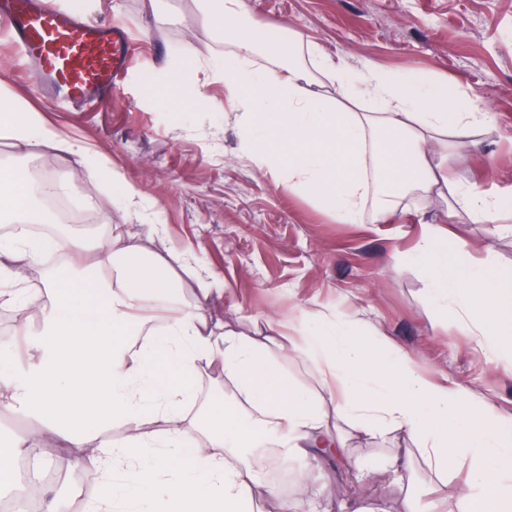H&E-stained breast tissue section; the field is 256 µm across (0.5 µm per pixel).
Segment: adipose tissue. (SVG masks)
<instances>
[{
    "label": "adipose tissue",
    "mask_w": 512,
    "mask_h": 512,
    "mask_svg": "<svg viewBox=\"0 0 512 512\" xmlns=\"http://www.w3.org/2000/svg\"><path fill=\"white\" fill-rule=\"evenodd\" d=\"M208 4L211 24L231 34L236 47L224 60L225 87L253 159L279 170L289 192L312 194L340 224L381 223L396 198L431 199L449 188L454 204L474 218L512 213V196H487L448 179L458 148L448 135L493 123L467 93L370 65L356 76L344 59L328 58L312 43L305 51L336 79L335 99L313 95L303 86L305 70L297 62L303 50L295 39L262 37L248 26L241 0ZM261 47L273 48L280 64L254 66ZM0 138L76 156L89 184H123L91 149L3 89ZM37 193L25 169L0 171V215L11 222H42L29 203ZM58 251L67 260L48 277L52 304L31 342L40 358L24 382L14 380L13 369L25 326L0 336V408L39 416L42 431L72 448L73 468L104 473L86 512H255L256 498L277 494L258 478L264 449L289 458L327 448L348 463L336 432L340 421L365 436L400 431L414 438L439 481L464 465V489L455 500L430 498L421 512H512V423L468 390L433 382L393 344L326 321L314 307L298 312L302 343L237 333L211 312L212 299L224 296L220 275L200 279L195 304L181 308L175 273L181 256L145 252L119 227L95 244L73 232L38 239L19 232L0 242V306H27L25 290L9 285L11 262ZM417 257L428 264L429 298L438 311L512 346L511 278L465 258L432 226L417 243ZM160 305L167 310L162 334L133 348L131 337L143 335ZM280 351L324 356L321 391L291 385ZM163 364L175 368L177 383L161 380ZM205 364L222 366L237 403L209 417L202 439L184 405ZM148 415L161 423L159 434L86 454L103 425L135 428Z\"/></svg>",
    "instance_id": "1"
}]
</instances>
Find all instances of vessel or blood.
<instances>
[{
    "label": "vessel or blood",
    "mask_w": 512,
    "mask_h": 512,
    "mask_svg": "<svg viewBox=\"0 0 512 512\" xmlns=\"http://www.w3.org/2000/svg\"><path fill=\"white\" fill-rule=\"evenodd\" d=\"M0 33L71 100L118 91L132 65L131 36L122 25L85 23L47 0H9L0 8Z\"/></svg>",
    "instance_id": "vessel-or-blood-1"
}]
</instances>
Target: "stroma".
Returning <instances> with one entry per match:
<instances>
[{
	"instance_id": "obj_1",
	"label": "stroma",
	"mask_w": 512,
	"mask_h": 512,
	"mask_svg": "<svg viewBox=\"0 0 512 512\" xmlns=\"http://www.w3.org/2000/svg\"><path fill=\"white\" fill-rule=\"evenodd\" d=\"M244 3L257 27L318 44L355 72L371 64L421 73L474 94L495 121L466 138L453 174L489 195H512V0ZM205 10V0H87L89 22H122L136 38L138 62L109 101L75 105L47 97L41 81L13 72L9 53L0 49V86L122 174L138 191L134 207H125L111 184L89 187L70 155L35 146L20 151L0 139V168L38 161L52 178L68 176L61 200L77 212L106 215L104 223L78 226V233L104 239L118 224L142 237L149 252L178 248L201 272L221 275L225 297L211 310L235 331L256 336L272 319L283 335L298 337L302 328L294 315L313 306L326 318L356 321L388 338L433 380L461 386L512 418V354L455 318L441 317L428 301L422 266L411 259L425 226L435 224L472 257L510 276L512 234L462 210L449 215L445 202L415 195L399 199L390 223L339 224L312 197L288 193L243 148L240 113L228 102L216 67L235 46L207 21ZM187 59L210 75L202 112L182 108L163 88ZM156 218L163 232L145 237V225ZM234 401L235 387L223 369L202 366L188 417ZM339 429L356 460L378 462L409 449V481L395 487L391 474L379 470L361 483L332 459L306 474L301 461H283L274 451L261 481L273 484L287 474L284 498L293 512H306L313 499H356L372 512H398L405 497L427 500L431 474L408 436H361L345 423Z\"/></svg>"
}]
</instances>
